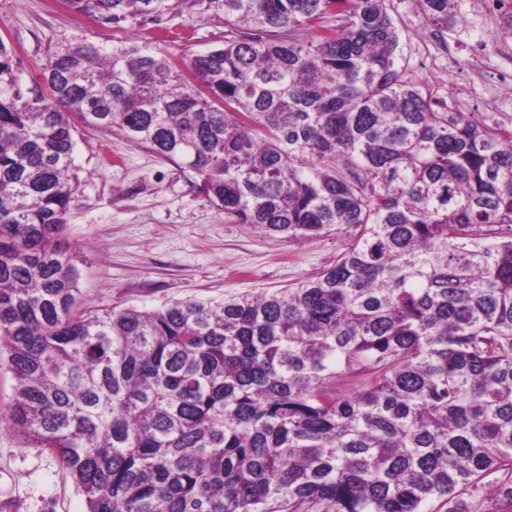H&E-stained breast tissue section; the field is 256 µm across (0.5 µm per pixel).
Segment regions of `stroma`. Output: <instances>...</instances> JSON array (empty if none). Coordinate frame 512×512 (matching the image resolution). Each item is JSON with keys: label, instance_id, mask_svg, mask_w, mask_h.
<instances>
[{"label": "stroma", "instance_id": "stroma-1", "mask_svg": "<svg viewBox=\"0 0 512 512\" xmlns=\"http://www.w3.org/2000/svg\"><path fill=\"white\" fill-rule=\"evenodd\" d=\"M162 14L118 24L69 8L66 0H0V39L13 50L23 87L42 82L50 46L74 39L96 44L137 39L181 56L220 44L222 16L206 0H169ZM404 22L408 72L438 90L456 109L512 130V121L484 94L457 99L474 77L470 63L485 56L484 39L440 44L411 0H393ZM178 26L185 41L167 42ZM75 164L82 180L67 216L66 243L81 257L80 287L93 307L155 308L195 298L221 301L286 288L333 263L343 242L269 237L230 224L201 191L194 173L137 147L111 131L78 126ZM0 512H86L57 457L23 443L0 423Z\"/></svg>", "mask_w": 512, "mask_h": 512}]
</instances>
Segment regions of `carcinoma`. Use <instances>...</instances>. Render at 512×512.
<instances>
[{
    "instance_id": "1",
    "label": "carcinoma",
    "mask_w": 512,
    "mask_h": 512,
    "mask_svg": "<svg viewBox=\"0 0 512 512\" xmlns=\"http://www.w3.org/2000/svg\"><path fill=\"white\" fill-rule=\"evenodd\" d=\"M208 3L222 45L62 43L47 96L0 39V417L87 512H512V130L406 76L393 0ZM413 3L454 31L455 0ZM77 121L193 171L231 224L344 249L288 288L88 306L61 243Z\"/></svg>"
}]
</instances>
